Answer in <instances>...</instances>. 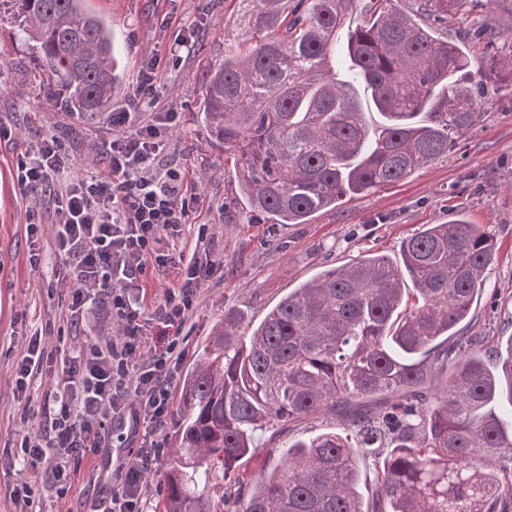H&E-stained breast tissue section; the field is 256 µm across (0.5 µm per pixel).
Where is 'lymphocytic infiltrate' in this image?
Listing matches in <instances>:
<instances>
[{
    "label": "lymphocytic infiltrate",
    "mask_w": 512,
    "mask_h": 512,
    "mask_svg": "<svg viewBox=\"0 0 512 512\" xmlns=\"http://www.w3.org/2000/svg\"><path fill=\"white\" fill-rule=\"evenodd\" d=\"M161 58L148 57L138 71L136 94L110 117L112 136L87 174L61 193L52 187L68 165L55 137L43 138L36 150L19 155L15 177L32 197L52 195L51 232L58 252L72 264L71 307L81 310L89 299L105 304L118 325L115 341L93 344L62 358L53 394L51 430L38 443L22 441L31 469L47 454L55 456L56 479L67 478L71 461L98 455L107 447L104 420L148 423L160 430L167 422L174 360L182 353L169 345L166 354L145 355L144 323L155 316L182 324L210 266L186 258L183 251L160 252L164 239L180 235L195 195L180 171L159 172L164 149L162 130L175 113L163 111L152 94L161 79ZM176 271L181 285L167 289L162 301L147 308L139 277L148 263ZM164 450L157 442L140 448L128 465L119 489L99 500L95 512H140L145 474L158 470Z\"/></svg>",
    "instance_id": "obj_1"
}]
</instances>
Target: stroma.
<instances>
[{
  "label": "stroma",
  "instance_id": "1",
  "mask_svg": "<svg viewBox=\"0 0 512 512\" xmlns=\"http://www.w3.org/2000/svg\"><path fill=\"white\" fill-rule=\"evenodd\" d=\"M115 31L122 84L112 99L121 107L136 87V76L150 51L162 57L156 95L164 111L177 115V126L164 136L161 169L185 172L195 188L177 246L187 257L215 267L198 288L193 308L180 328L150 325L146 350L166 351L178 340L184 354L173 371L170 406L178 408L184 378L203 355L226 309L245 322L261 321L281 297L328 266H342L367 252L397 254L403 239L421 225L442 224L457 216L482 225L496 243L486 289L474 315L491 325L499 350L512 340V80L488 81L478 123L456 141L448 157L408 178L372 189L336 208L317 213L306 224H247L236 170L201 120L205 85L224 61V28L231 25L233 0H84ZM191 23L194 42L187 51L173 45L183 23ZM489 26L512 34V0L491 7H470L449 30ZM40 67L35 42L20 29L11 4H0V122L10 125L11 140L0 143V512H89L110 497L124 477L130 455L141 448L143 430L129 432L104 455L83 459L68 479L52 476L53 458L31 474L20 448L50 428L45 397L56 383L47 368L16 385V368L31 338H38L47 363L90 343L113 336L112 318L95 306L73 315L69 286L55 271L65 267L50 233L30 242L27 226L46 219L47 200L24 196L15 178L19 153L44 135L56 136L72 166L56 188L81 178L112 128L108 115L87 122L71 113L58 85L35 88ZM30 481L29 502L11 489Z\"/></svg>",
  "mask_w": 512,
  "mask_h": 512
}]
</instances>
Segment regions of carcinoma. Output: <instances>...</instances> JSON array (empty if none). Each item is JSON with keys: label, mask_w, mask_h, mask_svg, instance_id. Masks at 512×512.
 Segmentation results:
<instances>
[{"label": "carcinoma", "mask_w": 512, "mask_h": 512, "mask_svg": "<svg viewBox=\"0 0 512 512\" xmlns=\"http://www.w3.org/2000/svg\"><path fill=\"white\" fill-rule=\"evenodd\" d=\"M233 42L205 87L203 119L234 156L248 218L306 224L346 198L448 156L480 113L469 43L444 36L468 0H238ZM42 55L37 86L96 117L121 83L112 29L82 0H11ZM365 12L336 71V33ZM380 117L369 124L365 113ZM495 243L479 224H424L399 258L327 267L248 335L224 312L183 382L165 512H512V356L463 332ZM310 417L339 432L288 444L252 479L242 460ZM375 465L370 503L359 458Z\"/></svg>", "instance_id": "1"}]
</instances>
